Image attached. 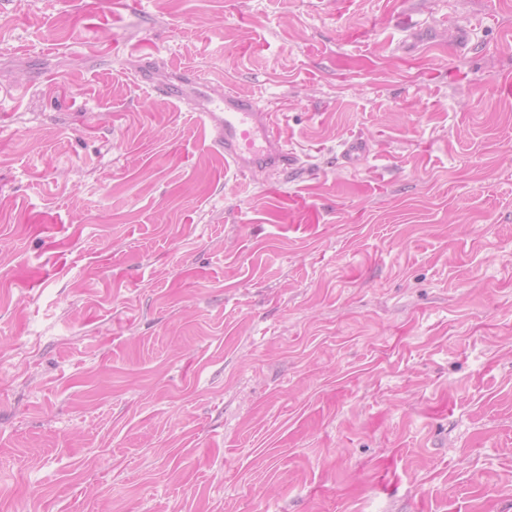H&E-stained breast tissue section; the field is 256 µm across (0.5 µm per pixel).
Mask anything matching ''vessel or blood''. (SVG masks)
Masks as SVG:
<instances>
[{"instance_id":"b4317fda","label":"vessel or blood","mask_w":512,"mask_h":512,"mask_svg":"<svg viewBox=\"0 0 512 512\" xmlns=\"http://www.w3.org/2000/svg\"><path fill=\"white\" fill-rule=\"evenodd\" d=\"M141 82L156 95L178 102L194 112L208 149L239 173L262 168L272 173L292 163L277 115L256 100L227 91L216 95L188 70L164 71L153 66L139 73Z\"/></svg>"}]
</instances>
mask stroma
<instances>
[{
  "label": "stroma",
  "instance_id": "1",
  "mask_svg": "<svg viewBox=\"0 0 512 512\" xmlns=\"http://www.w3.org/2000/svg\"><path fill=\"white\" fill-rule=\"evenodd\" d=\"M505 74L512 0H0V512H512ZM140 81L156 95L178 102L197 115L208 149L242 174L262 168L278 174L292 165L283 128L274 112L234 92L214 95L188 70L139 71Z\"/></svg>",
  "mask_w": 512,
  "mask_h": 512
}]
</instances>
